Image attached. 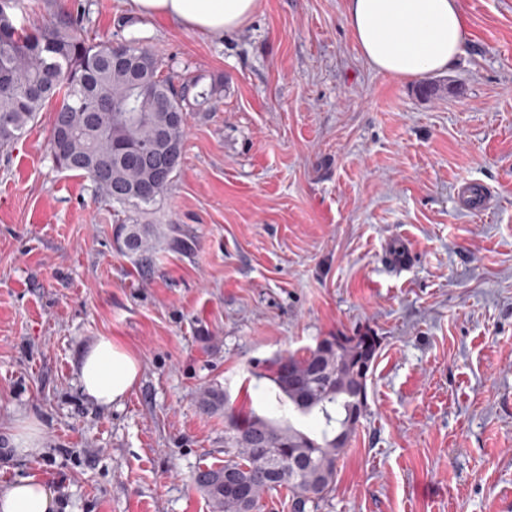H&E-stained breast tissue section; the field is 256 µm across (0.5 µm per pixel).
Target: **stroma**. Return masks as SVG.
<instances>
[{"label":"stroma","instance_id":"stroma-1","mask_svg":"<svg viewBox=\"0 0 512 512\" xmlns=\"http://www.w3.org/2000/svg\"><path fill=\"white\" fill-rule=\"evenodd\" d=\"M461 4L465 55L407 80L368 66L345 0H260L219 35L130 0H19L27 27L81 13L216 92L136 215L190 248L159 242L145 269L118 247L120 208L54 167L50 112L0 152V449L17 413L43 426L42 454L0 458V491L33 477L59 512H211L193 474L223 463L225 423L199 392L274 414L252 364L368 328L369 410L320 512H512V0ZM466 181L489 209L458 199ZM99 336L142 366L109 408L76 377ZM458 195L465 206L471 210H484L493 200L492 190L481 184L461 185L458 187Z\"/></svg>","mask_w":512,"mask_h":512}]
</instances>
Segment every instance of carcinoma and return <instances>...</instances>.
Returning a JSON list of instances; mask_svg holds the SVG:
<instances>
[{
	"label": "carcinoma",
	"instance_id": "1",
	"mask_svg": "<svg viewBox=\"0 0 512 512\" xmlns=\"http://www.w3.org/2000/svg\"><path fill=\"white\" fill-rule=\"evenodd\" d=\"M18 0H0V150L11 149L40 112L55 103L49 152L55 166L90 180L95 191L121 206L150 207L167 194L180 167L187 113L199 99L194 79L175 84L160 74L154 51L136 39L95 42L80 16L33 31L17 26ZM165 237L185 247L174 225L120 224L116 240L136 263L152 262ZM380 337H322L304 353L262 363L253 372L273 384L288 417L273 418L228 406L223 390L203 388L197 403L205 415H224L228 446L224 463L200 468L194 482L212 512H260L266 494L288 491L292 512H318L336 484L338 463L368 407V380ZM314 417L307 433L292 417ZM250 483V499L224 493V472Z\"/></svg>",
	"mask_w": 512,
	"mask_h": 512
}]
</instances>
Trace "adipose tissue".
Masks as SVG:
<instances>
[{
  "mask_svg": "<svg viewBox=\"0 0 512 512\" xmlns=\"http://www.w3.org/2000/svg\"><path fill=\"white\" fill-rule=\"evenodd\" d=\"M259 0H131L142 17H163L192 32L221 34L243 26ZM345 24L362 57L379 73L416 79L446 70L467 44L460 0H346ZM139 359L112 337H97L83 352L77 380L101 407L121 402L138 382ZM56 492L22 478L0 493V512H56Z\"/></svg>",
  "mask_w": 512,
  "mask_h": 512,
  "instance_id": "adipose-tissue-1",
  "label": "adipose tissue"
}]
</instances>
